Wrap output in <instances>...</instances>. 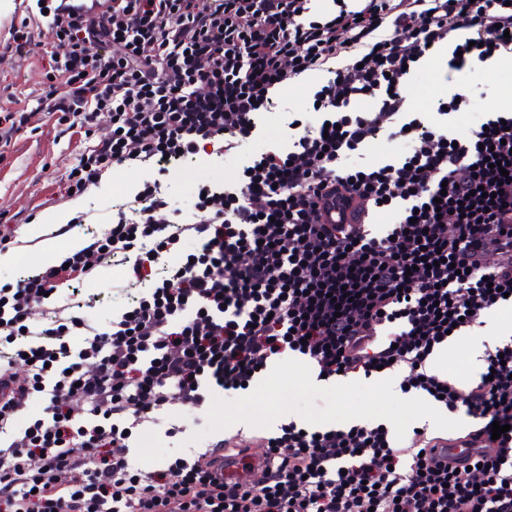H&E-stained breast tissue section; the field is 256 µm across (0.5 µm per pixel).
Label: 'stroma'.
I'll list each match as a JSON object with an SVG mask.
<instances>
[{
  "mask_svg": "<svg viewBox=\"0 0 512 512\" xmlns=\"http://www.w3.org/2000/svg\"><path fill=\"white\" fill-rule=\"evenodd\" d=\"M447 61V55L441 53L430 56L419 65L415 78L406 82L405 94L414 111L434 112L438 97L468 93L473 79L512 72V56L491 60L475 77L448 73ZM44 82L39 56L22 61L12 53L0 51V111L12 107L9 85H16L28 94L41 90ZM285 130L281 124L276 130L262 131L247 139L238 154L219 158L204 155L166 168L163 180L172 206L193 211L200 187L199 182L193 181V173L215 170L224 173L226 180H236L246 158L281 145ZM74 157L75 147L68 135L53 128L39 113L30 118L26 132L0 155V224L17 225L23 232L35 223L46 230L44 245L25 239L15 248L14 264L0 268V285L16 283L35 267L59 263L66 238L58 233L57 212L66 200L61 197L58 185L73 165ZM144 177L145 171L139 167H113L97 188L81 196L79 210L88 214L90 220L78 227V234L107 232L112 212L119 205L117 188L122 185L139 188ZM115 276V270L99 269L97 279L84 287L85 292L99 296L87 315L101 324L108 322L113 312L130 300L127 293L108 288V281ZM312 371V366L302 358H278L269 363L248 391H216L199 405L175 403L171 411L184 424V433L170 438L164 428H157L152 434V444L138 445L132 455L144 462L160 463L179 450L202 449L212 437L225 434L227 420L242 412L251 413L253 432L264 435L268 432L264 424L266 416L287 407L299 415L302 426L310 429L326 428V418L332 415L340 426L359 422L385 425L398 444L409 445L412 431L418 425L416 410L388 392L378 379H346L340 381L335 392L326 394L309 386Z\"/></svg>",
  "mask_w": 512,
  "mask_h": 512,
  "instance_id": "35a3bbf8",
  "label": "stroma"
}]
</instances>
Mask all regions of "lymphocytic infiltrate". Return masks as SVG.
<instances>
[{
    "mask_svg": "<svg viewBox=\"0 0 512 512\" xmlns=\"http://www.w3.org/2000/svg\"><path fill=\"white\" fill-rule=\"evenodd\" d=\"M110 0L87 18L62 10L47 28V80L0 113V149L30 117L79 136L61 196H82L116 165L234 154L261 115L288 113V81L321 74L310 118L284 146L250 158L236 182L206 186L193 212L144 182L62 269L0 286V512H512V340L486 356L493 377L457 384L426 368L449 330L481 327L512 293V113L465 130L449 114L472 98L438 99L437 119L410 111L403 86L444 44L459 69L512 55L506 0ZM96 53H88V45ZM109 114L111 134L91 126ZM400 144L368 160L378 138ZM370 223L325 224L334 202ZM197 248L183 252L184 239ZM124 268L132 305L104 325L72 313L70 294L99 269ZM303 357L327 377L406 366L402 391L439 390L475 429L468 478L414 433L384 425L331 431L281 425L253 440L211 439L144 466L131 443L147 427L183 428L177 402L254 382L270 359ZM28 360L25 375L18 361ZM41 410L23 430L17 416ZM507 430L493 438L492 424ZM264 449L248 478L224 477L225 452Z\"/></svg>",
    "mask_w": 512,
    "mask_h": 512,
    "instance_id": "1",
    "label": "lymphocytic infiltrate"
}]
</instances>
